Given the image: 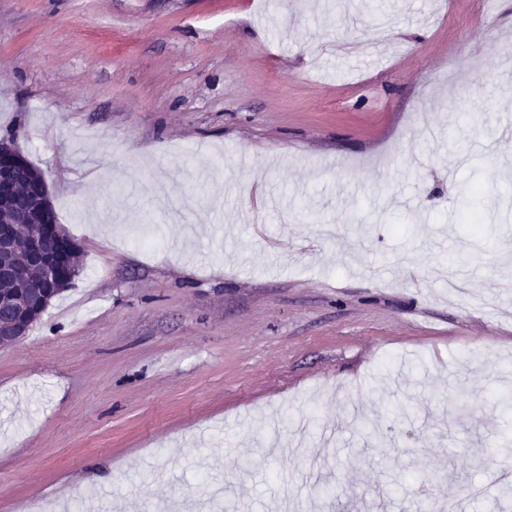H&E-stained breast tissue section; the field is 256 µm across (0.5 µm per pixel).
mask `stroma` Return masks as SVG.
<instances>
[{"label": "stroma", "mask_w": 512, "mask_h": 512, "mask_svg": "<svg viewBox=\"0 0 512 512\" xmlns=\"http://www.w3.org/2000/svg\"><path fill=\"white\" fill-rule=\"evenodd\" d=\"M506 50L512 0H0L81 251L0 347V512H512Z\"/></svg>", "instance_id": "35a3bbf8"}]
</instances>
